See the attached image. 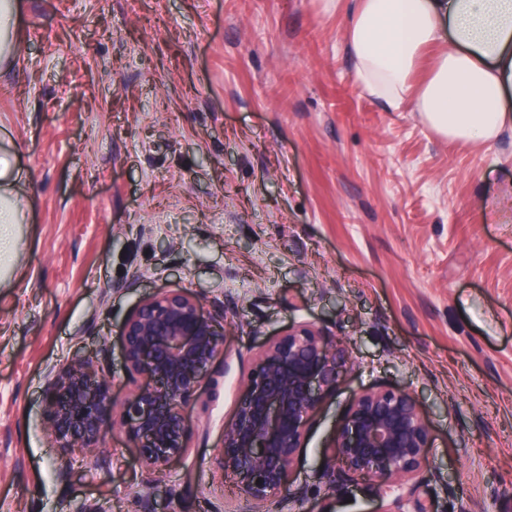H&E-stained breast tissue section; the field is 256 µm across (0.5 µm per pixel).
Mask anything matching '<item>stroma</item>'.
Instances as JSON below:
<instances>
[{
    "label": "stroma",
    "instance_id": "stroma-1",
    "mask_svg": "<svg viewBox=\"0 0 512 512\" xmlns=\"http://www.w3.org/2000/svg\"><path fill=\"white\" fill-rule=\"evenodd\" d=\"M0 145L28 174L0 288V512H249L215 460L250 362L288 326L348 365L265 512H384L320 475L352 399L406 387L430 427L434 512H512V130L437 136L360 94L352 0H21ZM160 289L226 308L185 453L148 470L121 423L63 463L47 376L107 349ZM155 493L143 502L145 482Z\"/></svg>",
    "mask_w": 512,
    "mask_h": 512
}]
</instances>
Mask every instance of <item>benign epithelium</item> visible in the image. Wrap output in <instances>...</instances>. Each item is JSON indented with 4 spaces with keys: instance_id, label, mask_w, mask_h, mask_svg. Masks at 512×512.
<instances>
[{
    "instance_id": "1",
    "label": "benign epithelium",
    "mask_w": 512,
    "mask_h": 512,
    "mask_svg": "<svg viewBox=\"0 0 512 512\" xmlns=\"http://www.w3.org/2000/svg\"><path fill=\"white\" fill-rule=\"evenodd\" d=\"M224 304L184 291L159 290L128 316L121 329L127 369L148 382L119 400L99 357H79L46 379V432L65 459L77 448L91 454L113 427L115 410L155 470L186 451V407L224 346ZM347 359L324 328L288 327L251 363L242 399L224 423L218 465L263 512L284 491L303 447L311 416L336 392ZM430 429L406 388H371L349 405L336 430L322 478L331 485L373 482L389 499L384 512H431L420 497L432 472Z\"/></svg>"
}]
</instances>
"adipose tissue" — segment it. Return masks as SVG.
Here are the masks:
<instances>
[{
    "mask_svg": "<svg viewBox=\"0 0 512 512\" xmlns=\"http://www.w3.org/2000/svg\"><path fill=\"white\" fill-rule=\"evenodd\" d=\"M345 41L360 92L465 144L512 129V0H354ZM438 52L415 83L423 52ZM28 175L0 154V286L15 271Z\"/></svg>",
    "mask_w": 512,
    "mask_h": 512,
    "instance_id": "ef3b65f1",
    "label": "adipose tissue"
}]
</instances>
